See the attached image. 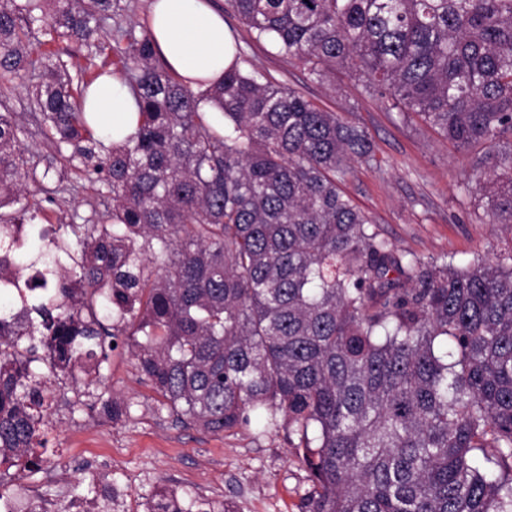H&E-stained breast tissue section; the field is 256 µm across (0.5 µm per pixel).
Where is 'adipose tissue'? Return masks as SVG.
Here are the masks:
<instances>
[{
	"instance_id": "ef3b65f1",
	"label": "adipose tissue",
	"mask_w": 512,
	"mask_h": 512,
	"mask_svg": "<svg viewBox=\"0 0 512 512\" xmlns=\"http://www.w3.org/2000/svg\"><path fill=\"white\" fill-rule=\"evenodd\" d=\"M148 27L167 68L189 86L220 81L235 59L224 17L209 0H152ZM83 110L104 145L125 141L137 130L136 98L112 73H101L89 83Z\"/></svg>"
}]
</instances>
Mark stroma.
Wrapping results in <instances>:
<instances>
[{
    "label": "stroma",
    "instance_id": "obj_1",
    "mask_svg": "<svg viewBox=\"0 0 512 512\" xmlns=\"http://www.w3.org/2000/svg\"><path fill=\"white\" fill-rule=\"evenodd\" d=\"M242 49V66L302 93L322 109L366 128L375 166L355 163L341 190L396 248L421 257L454 256L464 265L512 236L505 224L488 223L469 186L467 153L457 150L415 113L387 110L363 90L354 71L340 70L331 82L311 81L304 65L286 61L267 43L250 39L228 0H212ZM33 77L0 73V103L19 113L22 138L37 156L50 154L40 116L28 104ZM55 202L40 201V224H79L103 212L98 185L68 171ZM133 337L122 336L102 371L101 384L88 390L71 379L53 381L54 404L38 430L46 441L39 471L0 468V494L27 505L38 490L48 512H58L78 487L96 495L87 512H144L156 491L176 490L229 501L238 512H300L311 483L288 443L287 431L264 436L252 429L210 432L178 423L161 409L157 395L140 377L132 355ZM127 405L114 419L93 407L98 398Z\"/></svg>",
    "mask_w": 512,
    "mask_h": 512
}]
</instances>
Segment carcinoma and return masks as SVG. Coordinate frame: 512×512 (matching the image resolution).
Returning a JSON list of instances; mask_svg holds the SVG:
<instances>
[{"label":"carcinoma","instance_id":"cac0c4a2","mask_svg":"<svg viewBox=\"0 0 512 512\" xmlns=\"http://www.w3.org/2000/svg\"><path fill=\"white\" fill-rule=\"evenodd\" d=\"M255 42L322 82L351 65L386 109L415 112L472 154L492 224H512V0H230ZM120 0H0V71L37 75L32 100L54 148L42 173L0 112V238L33 220L28 183L53 200L54 161L93 177L112 205L60 224L61 302L0 317V466H40L51 377L96 386L118 336L160 405L211 432L288 430L311 488L302 512H512V241L488 258L401 252L341 190L368 163V133L257 72L196 91L158 61ZM114 20L112 32L105 31ZM116 57L140 106L109 148L81 109L87 83L33 34ZM224 114L205 119L202 104ZM39 321H34L31 314ZM39 333L47 355L21 348ZM47 365L48 372L34 366ZM148 512H236L162 490Z\"/></svg>","mask_w":512,"mask_h":512}]
</instances>
